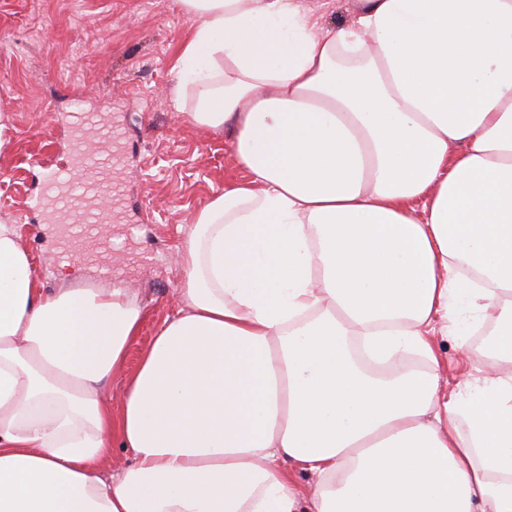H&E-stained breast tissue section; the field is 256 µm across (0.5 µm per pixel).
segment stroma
I'll return each mask as SVG.
<instances>
[{
  "mask_svg": "<svg viewBox=\"0 0 512 512\" xmlns=\"http://www.w3.org/2000/svg\"><path fill=\"white\" fill-rule=\"evenodd\" d=\"M192 28L175 0H0V123L8 129L0 147V221L15 225L39 287L97 281L110 261L113 281L146 306L124 369L106 392L115 413L127 378L177 311L184 279L178 254L193 213L244 176L229 132H199L169 103L172 67ZM69 92L90 108L108 104L124 120L127 154L119 176L126 202L112 217L111 251L92 246L65 264L56 254L60 225L23 214L37 193L39 163L61 161L68 150ZM435 345L447 383L486 359L478 344L464 353L439 335Z\"/></svg>",
  "mask_w": 512,
  "mask_h": 512,
  "instance_id": "obj_1",
  "label": "stroma"
}]
</instances>
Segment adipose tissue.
Returning <instances> with one entry per match:
<instances>
[{"label":"adipose tissue","mask_w":512,"mask_h":512,"mask_svg":"<svg viewBox=\"0 0 512 512\" xmlns=\"http://www.w3.org/2000/svg\"><path fill=\"white\" fill-rule=\"evenodd\" d=\"M177 2L197 98L172 107L246 176L194 214L116 415L145 308L45 292L0 223V512H512V0H364L334 29ZM467 312L494 368L444 393L430 335L468 351Z\"/></svg>","instance_id":"ef3b65f1"}]
</instances>
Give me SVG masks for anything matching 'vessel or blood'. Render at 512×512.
Returning <instances> with one entry per match:
<instances>
[{"mask_svg": "<svg viewBox=\"0 0 512 512\" xmlns=\"http://www.w3.org/2000/svg\"><path fill=\"white\" fill-rule=\"evenodd\" d=\"M71 155L66 168L45 172L36 200L42 213L68 226L71 245L89 240L108 241L112 233L102 226L96 202L104 198L121 203L124 185L114 175L122 161L120 144L125 129L108 113L75 107L70 115ZM95 147H87L86 135Z\"/></svg>", "mask_w": 512, "mask_h": 512, "instance_id": "obj_1", "label": "vessel or blood"}]
</instances>
